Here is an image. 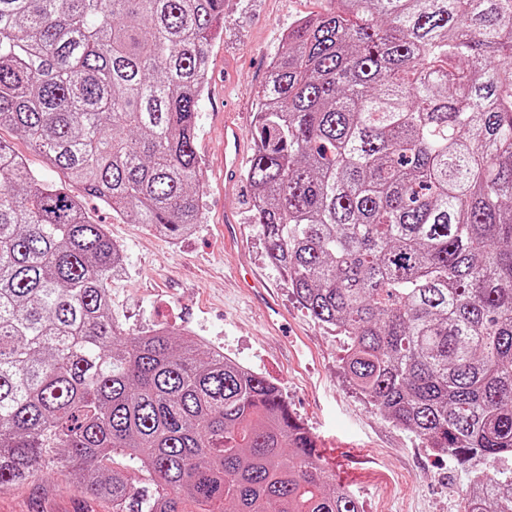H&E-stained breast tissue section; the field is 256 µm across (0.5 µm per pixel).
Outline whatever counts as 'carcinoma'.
Segmentation results:
<instances>
[{
  "mask_svg": "<svg viewBox=\"0 0 512 512\" xmlns=\"http://www.w3.org/2000/svg\"><path fill=\"white\" fill-rule=\"evenodd\" d=\"M226 0H0V490L65 469L112 512H360L281 389L159 326L67 185L181 239ZM259 92L250 223L344 370L464 466L512 456V0H330ZM125 460L117 464L115 457ZM464 512H512V472ZM0 136L2 140L9 143L12 148L23 157L29 167L42 179L49 182H60V180H65L61 172L49 168L46 165L43 156L16 133L8 128H2Z\"/></svg>",
  "mask_w": 512,
  "mask_h": 512,
  "instance_id": "1",
  "label": "carcinoma"
}]
</instances>
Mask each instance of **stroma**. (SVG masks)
<instances>
[{"mask_svg": "<svg viewBox=\"0 0 512 512\" xmlns=\"http://www.w3.org/2000/svg\"><path fill=\"white\" fill-rule=\"evenodd\" d=\"M329 6V0H227L198 117L204 194L202 222L191 235L172 241L89 197L84 207L124 251L122 269L107 280L124 328L138 333L161 325L194 333L277 385L293 414L326 448L328 466L356 494L362 512H461L469 470L435 455L352 387L341 361L342 341L302 308L285 276L269 264L266 244L248 220L251 190L243 181L233 199L242 241L233 252L224 250L220 125L228 120L251 129L257 93L289 26ZM236 267L263 280L292 335L306 337L301 364H294L263 310L237 287ZM0 512H112V505L75 490L55 472L36 486L0 490Z\"/></svg>", "mask_w": 512, "mask_h": 512, "instance_id": "1", "label": "stroma"}]
</instances>
